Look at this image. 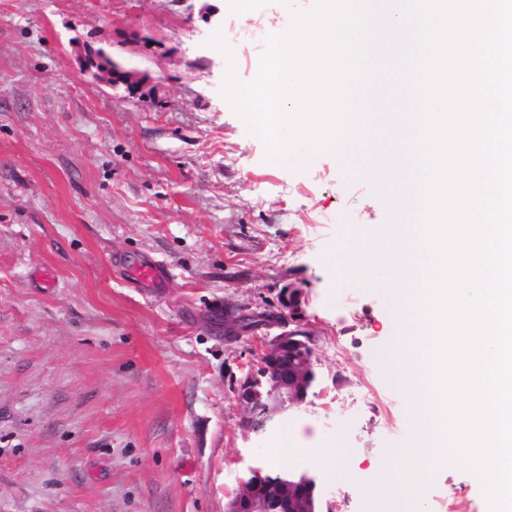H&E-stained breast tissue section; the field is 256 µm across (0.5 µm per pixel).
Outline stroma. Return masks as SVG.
Masks as SVG:
<instances>
[{
	"label": "stroma",
	"instance_id": "35a3bbf8",
	"mask_svg": "<svg viewBox=\"0 0 512 512\" xmlns=\"http://www.w3.org/2000/svg\"><path fill=\"white\" fill-rule=\"evenodd\" d=\"M316 0H0V512H225L277 429L241 425L234 388L304 291L311 404L281 416L345 448L327 512H367L360 477L408 433L380 356L387 299L323 258L344 221L386 205L324 149L281 167L222 94L253 79L255 39ZM227 45H211L213 35ZM154 78L142 102L83 73L86 47ZM164 267L153 283L132 269ZM430 512H485L464 464L433 472Z\"/></svg>",
	"mask_w": 512,
	"mask_h": 512
}]
</instances>
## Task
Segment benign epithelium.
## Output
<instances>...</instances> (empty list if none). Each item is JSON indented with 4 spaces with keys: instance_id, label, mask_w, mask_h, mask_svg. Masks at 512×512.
Returning a JSON list of instances; mask_svg holds the SVG:
<instances>
[{
    "instance_id": "benign-epithelium-1",
    "label": "benign epithelium",
    "mask_w": 512,
    "mask_h": 512,
    "mask_svg": "<svg viewBox=\"0 0 512 512\" xmlns=\"http://www.w3.org/2000/svg\"><path fill=\"white\" fill-rule=\"evenodd\" d=\"M86 71L109 86H124L134 95H150L153 77L133 68H109L98 49H90L85 58ZM315 360L306 335L299 329L283 331L264 343L256 367L239 382L236 401L243 408V427L259 436L266 432L276 415L306 403L313 387ZM267 403L262 418L253 416L256 406ZM253 482L241 481L238 492L229 500L225 512H276L274 505L283 503L288 512H320L313 497L298 493V487L316 485L314 474L307 470L294 473L293 479L276 482L259 489L263 471L250 469Z\"/></svg>"
}]
</instances>
